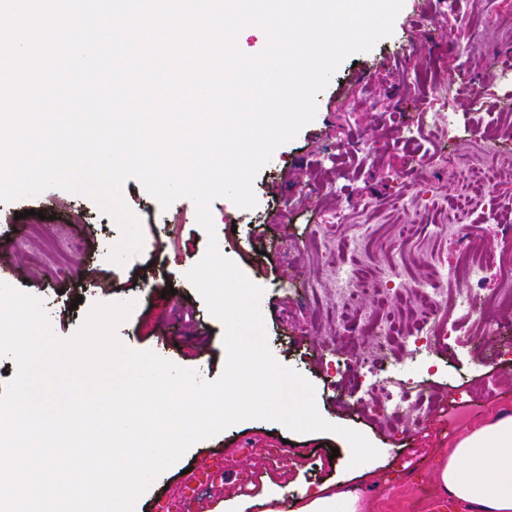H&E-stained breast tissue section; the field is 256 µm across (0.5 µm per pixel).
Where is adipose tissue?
Returning a JSON list of instances; mask_svg holds the SVG:
<instances>
[{"label":"adipose tissue","instance_id":"ef3b65f1","mask_svg":"<svg viewBox=\"0 0 512 512\" xmlns=\"http://www.w3.org/2000/svg\"><path fill=\"white\" fill-rule=\"evenodd\" d=\"M440 489L473 512H512V414L499 412L458 439L438 470ZM298 512H360L357 489L337 487L304 495Z\"/></svg>","mask_w":512,"mask_h":512}]
</instances>
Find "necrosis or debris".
<instances>
[{
    "mask_svg": "<svg viewBox=\"0 0 512 512\" xmlns=\"http://www.w3.org/2000/svg\"><path fill=\"white\" fill-rule=\"evenodd\" d=\"M485 130L479 158L469 166L470 176L458 193L447 222L398 227L402 239L429 233L456 240V259L449 269H442L430 252L425 255L430 273L422 280L404 278L397 264L380 271L374 269L368 261L372 234L363 224L358 225L356 234L322 243L325 272L333 283L332 310L337 320L348 333L362 331L377 339V351L353 360L366 373H375L382 352L414 353L455 335L456 327L447 323L449 307L470 313L468 298L479 292L482 274L495 263L512 269V252L494 253L487 241L460 233L481 200L495 190V171L499 167L497 144L512 134V117L494 118L487 122ZM368 293L376 298L378 311L363 308L362 298ZM367 404L396 422L415 423L420 412L432 409L437 401L415 394L413 387L405 384L396 391L377 388Z\"/></svg>",
    "mask_w": 512,
    "mask_h": 512,
    "instance_id": "1",
    "label": "necrosis or debris"
}]
</instances>
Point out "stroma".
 Segmentation results:
<instances>
[{
    "instance_id": "stroma-1",
    "label": "stroma",
    "mask_w": 512,
    "mask_h": 512,
    "mask_svg": "<svg viewBox=\"0 0 512 512\" xmlns=\"http://www.w3.org/2000/svg\"><path fill=\"white\" fill-rule=\"evenodd\" d=\"M512 112V0H403L393 31L366 52L347 56L317 97L314 119L273 152L256 174L254 208L227 198L210 204L225 257L264 290L260 301L275 359L310 381L327 422L362 433L379 451L369 468L346 465L343 437L294 433L264 419L236 423L198 441L164 471L138 503V512H175L186 488L191 512H261L270 494L297 512L304 488L356 487L363 512H435L441 501L437 469L472 425L512 412V309L495 304L498 278L489 275L482 304L490 339L480 325L422 351L383 360L378 379L389 387L414 382L443 409L419 425L390 424L367 412L338 375V360L373 351L374 337L342 338L331 312L319 242L373 225L370 261L406 260L405 272L425 277L416 258L437 251L452 263L448 240L394 239L398 224L443 223L457 195L482 119ZM445 113L451 131L432 130L431 113ZM124 196L144 233L140 254L118 266L105 249L120 238L114 220L89 198L59 188L0 203V281L38 297L55 334L73 336L97 303L134 301L117 329L122 344L217 379L225 366L224 328L187 280L204 256L207 236L194 202L162 207L128 179ZM372 201L371 209L361 204ZM80 243L64 270L36 265L40 241ZM281 448L278 457L265 448Z\"/></svg>"
}]
</instances>
